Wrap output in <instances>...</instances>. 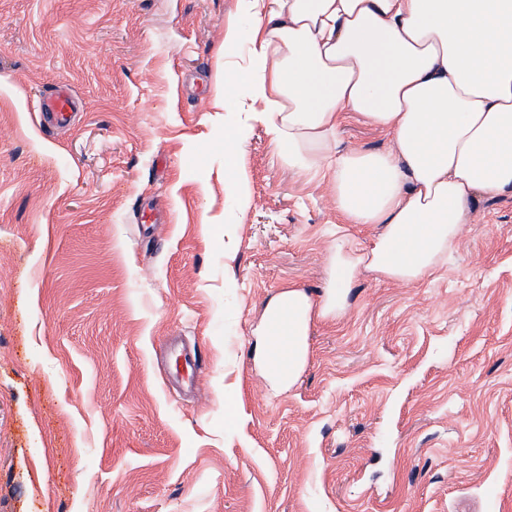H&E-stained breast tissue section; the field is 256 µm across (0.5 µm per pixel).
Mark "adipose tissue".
Wrapping results in <instances>:
<instances>
[{
    "instance_id": "obj_1",
    "label": "adipose tissue",
    "mask_w": 512,
    "mask_h": 512,
    "mask_svg": "<svg viewBox=\"0 0 512 512\" xmlns=\"http://www.w3.org/2000/svg\"><path fill=\"white\" fill-rule=\"evenodd\" d=\"M224 49V107L243 126L224 134V174L239 177L246 123L261 122L289 166L330 177L347 224H378L370 248L338 236L320 299L291 285L267 304L253 360L271 385H294L314 315H338L363 271L413 285L440 266L481 199L512 196V0H247ZM390 138L388 149L340 150L350 115ZM288 320V353L274 355L273 321Z\"/></svg>"
}]
</instances>
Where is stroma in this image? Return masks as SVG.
<instances>
[{
	"instance_id": "obj_1",
	"label": "stroma",
	"mask_w": 512,
	"mask_h": 512,
	"mask_svg": "<svg viewBox=\"0 0 512 512\" xmlns=\"http://www.w3.org/2000/svg\"><path fill=\"white\" fill-rule=\"evenodd\" d=\"M243 10L0 0V512H512L511 196L421 282L360 276L290 389L255 368L267 302L323 288L340 224L261 123L247 206L224 178ZM58 81L83 108L48 135ZM338 144L389 140L353 116ZM175 335L205 363L187 401L152 363Z\"/></svg>"
}]
</instances>
